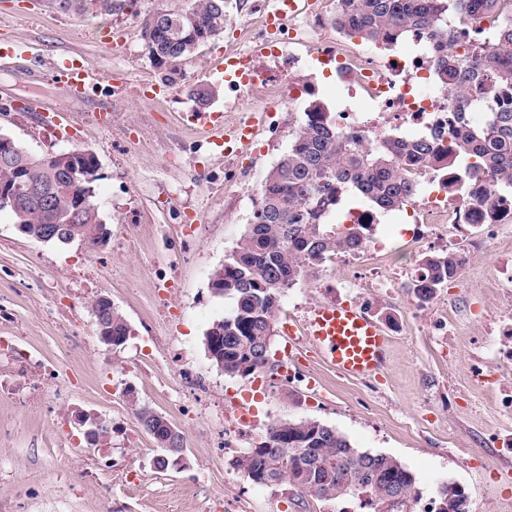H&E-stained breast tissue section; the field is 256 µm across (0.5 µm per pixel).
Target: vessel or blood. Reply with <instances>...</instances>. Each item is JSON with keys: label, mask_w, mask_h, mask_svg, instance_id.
Wrapping results in <instances>:
<instances>
[{"label": "vessel or blood", "mask_w": 512, "mask_h": 512, "mask_svg": "<svg viewBox=\"0 0 512 512\" xmlns=\"http://www.w3.org/2000/svg\"><path fill=\"white\" fill-rule=\"evenodd\" d=\"M64 94L74 101L88 97L87 72L61 68ZM301 337L321 361L343 377L371 379L383 370L391 339L361 307L352 304H316L301 323Z\"/></svg>", "instance_id": "obj_1"}]
</instances>
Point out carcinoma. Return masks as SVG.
I'll return each mask as SVG.
<instances>
[{"instance_id": "obj_1", "label": "carcinoma", "mask_w": 512, "mask_h": 512, "mask_svg": "<svg viewBox=\"0 0 512 512\" xmlns=\"http://www.w3.org/2000/svg\"><path fill=\"white\" fill-rule=\"evenodd\" d=\"M504 0H336L334 21L350 37L374 44H389L409 30L436 28L443 34L436 75L450 86L457 110L471 103L469 89L476 85L506 96L486 126L448 132L451 151L475 173L501 176L500 190L512 193V9ZM137 0H96V11L136 12ZM197 19L191 28L180 24L177 13L163 23L149 17L142 36L150 58L158 66L188 58L202 44L224 32V0H188ZM470 13L492 16L489 44L450 39V22ZM8 164H0V184L23 174L40 186L46 202L30 205L24 215L13 213L26 225L27 236L45 240L55 228L90 249L103 244L102 225L93 202L95 183L73 181L60 163L42 166L41 156L16 144ZM446 149L430 139L386 140L366 144L336 129L324 108L306 113L305 122L292 133L288 151L262 180L252 218L237 243L217 268L211 283L218 296L232 301L230 313L214 323L205 336L212 364L227 375L267 368L273 324L286 291L308 277L338 252L356 251L367 239L366 224H332L338 192L350 193L380 211H396L414 193L405 180L409 163L440 161ZM88 198L91 210L75 224H58V217L73 209L76 196ZM424 274L410 284L415 298L429 301L436 290L448 287L460 261L452 253H432L419 260ZM142 427L168 457L176 456L162 440L168 438L164 418L145 405H135ZM237 467L254 483L266 486L287 482L324 500L345 498L360 491L381 502L394 486L406 496L418 495L415 478L399 460L384 453L363 455L349 440L318 420L304 418L271 424L256 447L237 459Z\"/></svg>"}]
</instances>
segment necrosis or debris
I'll return each mask as SVG.
<instances>
[{"label": "necrosis or debris", "instance_id": "obj_1", "mask_svg": "<svg viewBox=\"0 0 512 512\" xmlns=\"http://www.w3.org/2000/svg\"><path fill=\"white\" fill-rule=\"evenodd\" d=\"M314 43L341 95L337 128L374 144L389 137L447 139L457 118L451 95L436 79L438 50L428 34L407 33L389 53L379 54L352 47L328 20ZM236 58L249 82L246 87H234L226 109L240 113L242 122H268L271 113L307 98L308 88L295 82L289 83L287 92H279L277 80L257 61L248 59L246 50H239ZM261 90L266 93L262 99L257 96ZM406 176L417 191L393 221L410 225L412 240L434 250H455L466 265L485 253L512 248V195L495 193L497 175H472L452 154L432 167L407 166ZM385 248L382 238L371 236L362 251L337 264V287H397L398 273L380 262ZM49 378L55 384L56 401H65L73 383L71 375L49 373L17 339L0 336L1 399L32 406L43 395Z\"/></svg>", "mask_w": 512, "mask_h": 512}]
</instances>
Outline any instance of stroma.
I'll return each mask as SVG.
<instances>
[{
    "instance_id": "obj_1",
    "label": "stroma",
    "mask_w": 512,
    "mask_h": 512,
    "mask_svg": "<svg viewBox=\"0 0 512 512\" xmlns=\"http://www.w3.org/2000/svg\"><path fill=\"white\" fill-rule=\"evenodd\" d=\"M187 0H138L136 13H64L50 0H0V133L29 151L45 155L88 150L99 163L94 201L108 230L105 243L88 249L81 242H38L20 234L10 211H0V304L10 322L0 336H18L51 367L75 364L77 384L69 406L94 419L116 424L111 448L57 447L53 418L45 409L21 410L0 401V512H100V496L81 491L82 476L98 458L128 461V478L113 475V512H332L333 502L290 490L263 486L237 469V448H216L205 438L207 417L233 413L247 399L263 422L310 417L335 428L364 451L397 458L415 477L419 503L432 501L446 482L462 487L472 512H512V412L496 402L498 390L512 386V372H496L477 384L470 372L479 360L495 355L498 339L470 322L474 307L496 303L491 286L494 268L512 264V252L484 255L463 276L467 288L441 289L418 306L410 288L377 295L371 313L390 326L391 349L378 381L349 379L322 363L308 345L294 360L315 381L305 395L288 383L280 369L287 319H302L313 303L336 296L333 265L288 290L282 299L264 372L229 377L214 368L204 336L224 317L230 303L210 283L248 224L258 187L287 151L292 131L303 122L304 108L278 113V130L258 127L243 157H226L215 136L194 127L187 115L199 111L192 91L208 84L216 95L208 111H225L227 84L213 65L224 58L227 33L206 42L196 55L156 66L142 37L144 18L158 10L177 11ZM294 59L265 55L264 65L288 71L311 87L312 100L327 112L338 105L335 85L315 64L311 46H295ZM85 67L99 84L95 102L114 108L108 124L97 123L94 104L70 103L48 62ZM129 85L148 81L177 94L136 101L115 99L111 76ZM188 160L168 163L174 147ZM195 214L199 229L187 237L183 212ZM175 279L172 292L154 289L159 272ZM60 290L91 289L112 299L131 334L109 348L98 336L90 308L76 307L65 318L48 319L43 311V281ZM78 325L86 344L73 358L64 336L66 321ZM452 323L457 333L444 336L437 326ZM181 350L201 368L211 385L204 417L189 420L173 405L168 383L173 369L168 352ZM151 407L184 436L182 460L158 471V448L140 426L134 404Z\"/></svg>"
}]
</instances>
